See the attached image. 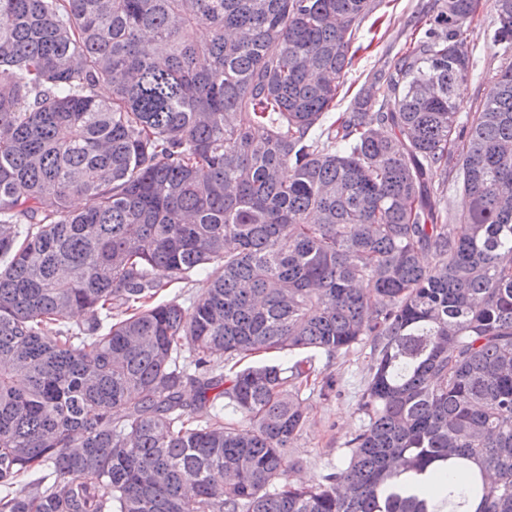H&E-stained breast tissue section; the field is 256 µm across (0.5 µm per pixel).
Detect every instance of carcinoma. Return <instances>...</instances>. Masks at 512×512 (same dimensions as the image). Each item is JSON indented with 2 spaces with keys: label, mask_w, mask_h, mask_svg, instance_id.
I'll use <instances>...</instances> for the list:
<instances>
[{
  "label": "carcinoma",
  "mask_w": 512,
  "mask_h": 512,
  "mask_svg": "<svg viewBox=\"0 0 512 512\" xmlns=\"http://www.w3.org/2000/svg\"><path fill=\"white\" fill-rule=\"evenodd\" d=\"M383 3L0 0V512H512V0L475 111L481 0H434L312 136ZM362 343L364 424L297 484L298 396ZM209 286V282L204 275H197L192 278L188 284L178 283L167 288L161 292L157 297L158 301H168L177 299L179 302H184L185 306L189 305L188 298H194L200 295ZM203 287V288H201Z\"/></svg>",
  "instance_id": "cac0c4a2"
}]
</instances>
